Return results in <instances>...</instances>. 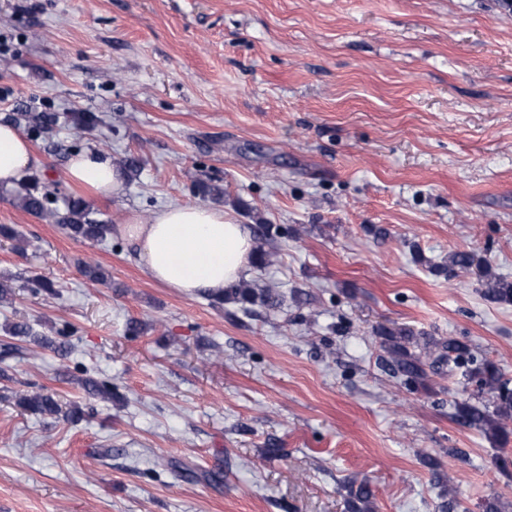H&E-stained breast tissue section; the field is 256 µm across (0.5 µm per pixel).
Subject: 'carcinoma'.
<instances>
[{
    "label": "carcinoma",
    "instance_id": "cac0c4a2",
    "mask_svg": "<svg viewBox=\"0 0 512 512\" xmlns=\"http://www.w3.org/2000/svg\"><path fill=\"white\" fill-rule=\"evenodd\" d=\"M74 130H91L97 116L91 112H78L70 117ZM17 204L26 212L52 224H59L75 237L101 241L109 231V226L99 224L89 218L90 205L81 198H68L64 201L65 212L57 207V197L49 190H42L36 179H28L19 184L15 195ZM478 269L485 278V297L493 302L512 304V281L496 276L476 262L467 252H454L449 256L445 270L457 272ZM227 297L243 304H279V289L271 282L262 284H237L228 289ZM382 346L387 354L385 368L394 377L417 388L428 379L429 374H453L455 369L466 368L468 380L475 383L479 392L490 396L491 406L478 405L471 398L460 397L453 400L452 418L459 424L475 428L497 444H506L512 434V387L503 379L498 364L489 360H477L471 346L450 338L448 340H427L420 342L413 332L407 329L386 330L381 334ZM81 385L94 396L112 400V384L84 378ZM19 404L28 410L54 414L58 407L54 399L43 393L24 395ZM345 512H375L374 493L367 479L352 481L345 498Z\"/></svg>",
    "mask_w": 512,
    "mask_h": 512
}]
</instances>
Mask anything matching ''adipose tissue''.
Here are the masks:
<instances>
[{
  "label": "adipose tissue",
  "instance_id": "adipose-tissue-1",
  "mask_svg": "<svg viewBox=\"0 0 512 512\" xmlns=\"http://www.w3.org/2000/svg\"><path fill=\"white\" fill-rule=\"evenodd\" d=\"M39 164L26 136L14 125L0 124V187L15 185ZM67 176L102 196L123 184L121 169L99 151L72 156ZM116 232L135 246L138 264L149 278L189 297L223 295L253 260L249 229L213 207L174 204L146 218L132 211Z\"/></svg>",
  "mask_w": 512,
  "mask_h": 512
}]
</instances>
